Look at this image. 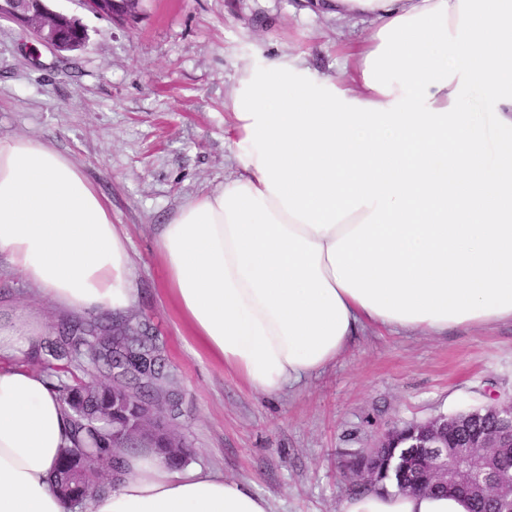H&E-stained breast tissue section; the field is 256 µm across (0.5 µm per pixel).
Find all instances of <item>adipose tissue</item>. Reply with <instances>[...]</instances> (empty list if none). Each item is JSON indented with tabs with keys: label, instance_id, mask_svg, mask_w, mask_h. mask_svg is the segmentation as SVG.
Instances as JSON below:
<instances>
[{
	"label": "adipose tissue",
	"instance_id": "1",
	"mask_svg": "<svg viewBox=\"0 0 512 512\" xmlns=\"http://www.w3.org/2000/svg\"><path fill=\"white\" fill-rule=\"evenodd\" d=\"M365 24L337 74L302 54L237 68L234 172L158 225L168 300L200 354L282 394L360 329L512 323V0H325ZM481 90L489 111L471 108ZM0 258L72 313L139 301L106 198L51 143L0 141ZM38 332L0 325V512H69L52 479L62 404L29 368ZM89 512H270L251 482L124 457ZM340 512H468L454 496L370 491Z\"/></svg>",
	"mask_w": 512,
	"mask_h": 512
}]
</instances>
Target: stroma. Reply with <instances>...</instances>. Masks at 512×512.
Instances as JSON below:
<instances>
[{"instance_id":"stroma-1","label":"stroma","mask_w":512,"mask_h":512,"mask_svg":"<svg viewBox=\"0 0 512 512\" xmlns=\"http://www.w3.org/2000/svg\"><path fill=\"white\" fill-rule=\"evenodd\" d=\"M299 3L140 0L137 20L122 25L81 0H48L88 33L64 60L0 21V139L52 141L109 201L140 292L127 319L165 344L190 466L251 481L271 512H339L356 489L348 461L383 432L512 395V324L440 336L369 326L335 363L271 398L197 356L181 334L154 228L230 174L224 99L238 65L259 50L300 49L312 70L332 75L363 36ZM71 319L0 263V321L46 337Z\"/></svg>"}]
</instances>
